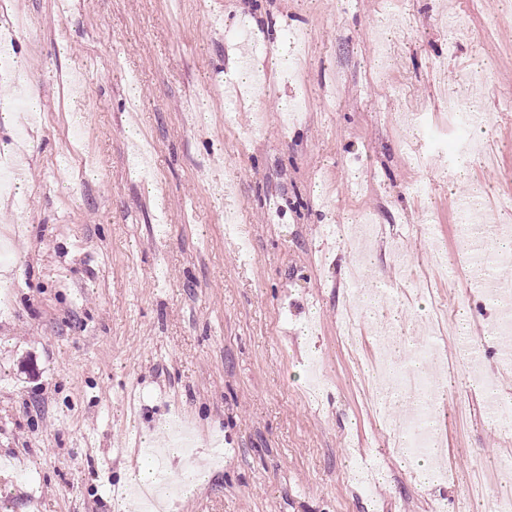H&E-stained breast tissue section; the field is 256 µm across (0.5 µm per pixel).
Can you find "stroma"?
I'll list each match as a JSON object with an SVG mask.
<instances>
[{"label": "stroma", "instance_id": "35a3bbf8", "mask_svg": "<svg viewBox=\"0 0 512 512\" xmlns=\"http://www.w3.org/2000/svg\"><path fill=\"white\" fill-rule=\"evenodd\" d=\"M18 15L0 54L25 59L41 111L0 129L39 145L28 193L0 195V512H114L144 431L175 419L211 476L168 512H494L512 497L467 489L512 427L484 417L456 341L427 322L440 305L496 317L461 265L458 201L475 184L512 193V0H0V30ZM240 28L263 85L229 101ZM282 54L306 62L269 69ZM446 87L486 116L470 137L499 145V171L462 156ZM367 214L378 233L348 237ZM359 249L419 277L448 259L433 296L386 281L385 308L436 350L433 378L456 365L448 470L424 487L393 448L406 412L377 418L340 332ZM365 466L384 475L367 494Z\"/></svg>", "mask_w": 512, "mask_h": 512}]
</instances>
